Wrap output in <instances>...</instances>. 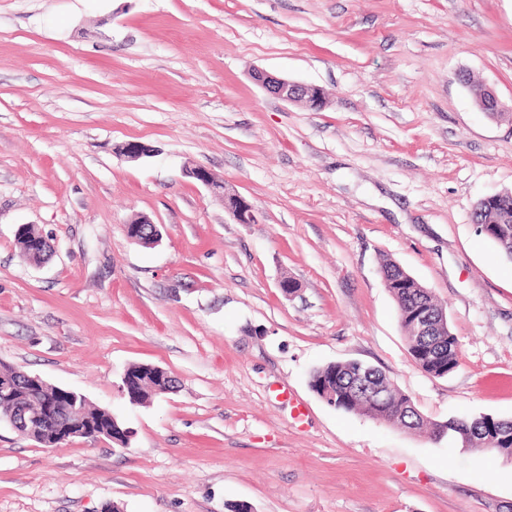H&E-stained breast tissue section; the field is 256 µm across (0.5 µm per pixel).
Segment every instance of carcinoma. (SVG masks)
<instances>
[{
  "label": "carcinoma",
  "instance_id": "cac0c4a2",
  "mask_svg": "<svg viewBox=\"0 0 512 512\" xmlns=\"http://www.w3.org/2000/svg\"><path fill=\"white\" fill-rule=\"evenodd\" d=\"M473 221L481 227L483 236L497 245L501 255L512 261V192L504 190L489 202H478ZM40 238L39 228L34 224L22 225L18 234V242L26 260L34 265L43 263L54 250L51 244L40 246ZM381 272L385 287L396 301L399 320L406 332L410 357L425 373L440 378L448 376L458 367V339L446 321L445 309L428 288L400 269L396 263L385 262ZM420 309L428 310L442 324L436 336L432 337V349L429 351L417 348L412 317ZM127 372L132 377L134 402L138 404H145L152 397L166 393L178 384L176 378H166L153 365H133ZM364 375L375 378L384 386L389 396L388 406L379 407L349 393L352 383ZM6 382L15 384V388L7 396L0 395V411L5 415L16 406L27 408L31 413H39L45 401L58 390V387L45 381L29 386L19 372L3 367L0 369V385ZM310 388L327 405L338 410L368 414L382 422L398 424L407 430L429 426L439 438L452 437L467 448H480L508 459L512 457V420L480 415L450 417L443 422H432L422 416L407 395L392 385L385 373L361 362H336L314 369L310 377ZM78 408L77 415L71 416L61 407L50 414L42 415L34 423L18 429V432L32 438V441L43 448H53L61 434L73 431V422L78 419L87 428H112V442L121 447L129 445V431L123 426L112 424L110 410L95 406L85 399L78 402Z\"/></svg>",
  "mask_w": 512,
  "mask_h": 512
}]
</instances>
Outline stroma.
Masks as SVG:
<instances>
[{
    "instance_id": "35a3bbf8",
    "label": "stroma",
    "mask_w": 512,
    "mask_h": 512,
    "mask_svg": "<svg viewBox=\"0 0 512 512\" xmlns=\"http://www.w3.org/2000/svg\"><path fill=\"white\" fill-rule=\"evenodd\" d=\"M256 69L329 104L284 102ZM462 71L512 102V0H0V363L132 432L47 449L0 420V512H512L511 460L309 387L356 360L428 419L512 420V262L472 222L512 190V120L479 112ZM139 215L156 246L127 238ZM22 224L52 237L48 262L24 259ZM387 258L445 307L447 377L409 356ZM133 364L177 389L130 403ZM185 176L205 185L210 192L224 201V211L227 212L234 223H259L258 212L255 206L245 197L229 187L224 181H219L201 166H186L183 170Z\"/></svg>"
}]
</instances>
